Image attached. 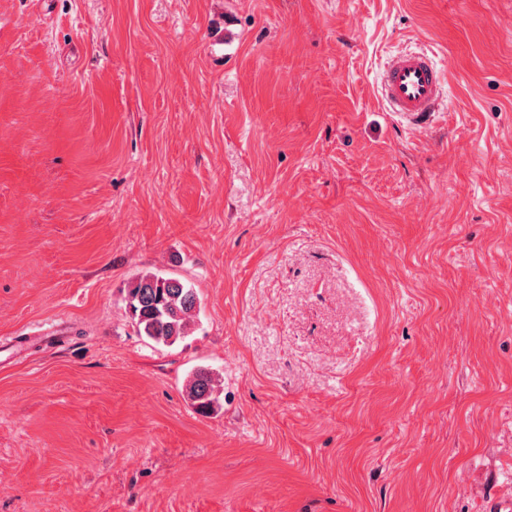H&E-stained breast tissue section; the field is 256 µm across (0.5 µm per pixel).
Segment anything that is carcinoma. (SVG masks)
I'll use <instances>...</instances> for the list:
<instances>
[{"mask_svg":"<svg viewBox=\"0 0 512 512\" xmlns=\"http://www.w3.org/2000/svg\"><path fill=\"white\" fill-rule=\"evenodd\" d=\"M128 305L138 335L172 345L190 332L198 298L194 289L179 278L146 273L129 283ZM220 387V380L211 371H195L186 384V394L198 415L212 414Z\"/></svg>","mask_w":512,"mask_h":512,"instance_id":"1","label":"carcinoma"}]
</instances>
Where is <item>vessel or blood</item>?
Returning a JSON list of instances; mask_svg holds the SVG:
<instances>
[{
    "mask_svg": "<svg viewBox=\"0 0 512 512\" xmlns=\"http://www.w3.org/2000/svg\"><path fill=\"white\" fill-rule=\"evenodd\" d=\"M381 97L391 118L414 127L433 122L441 97V72L430 49L394 55L381 77Z\"/></svg>",
    "mask_w": 512,
    "mask_h": 512,
    "instance_id": "1",
    "label": "vessel or blood"
}]
</instances>
